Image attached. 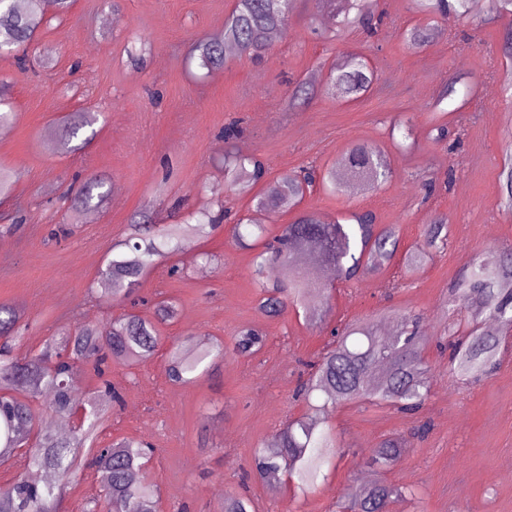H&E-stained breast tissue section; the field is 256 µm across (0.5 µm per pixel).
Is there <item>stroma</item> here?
<instances>
[{
    "label": "stroma",
    "mask_w": 512,
    "mask_h": 512,
    "mask_svg": "<svg viewBox=\"0 0 512 512\" xmlns=\"http://www.w3.org/2000/svg\"><path fill=\"white\" fill-rule=\"evenodd\" d=\"M234 0H74L68 13L45 9L37 52L29 65L0 55V83L11 88L14 118L0 125V171L11 175L0 195V303L28 325V347L66 324L104 323L124 305L101 295L95 282L112 247L127 236L134 211L156 224H178L188 212L226 200L229 212L209 237L186 240L169 263L138 287L149 303H176V320L162 324L166 341L205 337L231 346L246 326L263 329V349L248 358L225 355L195 383L166 377V353L137 365L111 363L123 403L99 433L102 442L144 439L156 450L149 464L160 489L161 512H224V496L246 493L255 512H343L371 473L378 442L398 434L409 447L384 479L414 488L389 512H512V331L494 369L475 382L448 371L438 342L465 332L473 320L457 314L452 291L473 258L489 247L512 248V212L500 210V174L512 159V56L504 34L512 18L497 5H471L427 22L411 0H372L382 14L378 39L350 32L344 40L312 32L314 0H298L288 31L261 58L229 56L210 70L190 61L199 36H220ZM431 24L426 47L404 40L405 29ZM366 57L377 80L370 93L347 99L323 94L331 70L347 53ZM470 86L469 97L434 103L449 75ZM312 81L316 97L285 108L289 83ZM91 112L82 150L59 144L60 124L72 112ZM236 122L235 149L268 164L266 184L307 166H331L351 145L377 148L391 170L385 185L358 194L314 187L300 208L332 220L370 211L378 226L396 225L403 251L422 244L424 226L448 219L450 243L422 269L396 256L381 273L335 283L324 321L311 322L288 305L268 317L251 273L253 252L234 244L232 230L251 207L224 181V141ZM411 137L392 139L395 125ZM459 137L456 151L436 141V126ZM95 177L108 192L103 206L73 208L66 191L75 178ZM177 274H168L169 265ZM421 316L431 336L425 356L434 381L413 415L383 404L348 402L329 422L344 449L323 469L314 492L292 484L247 480L255 451L289 418L321 404L294 398L303 363L316 359L332 327L373 319L381 334L397 332L396 314ZM428 424L423 440L413 430Z\"/></svg>",
    "instance_id": "stroma-1"
}]
</instances>
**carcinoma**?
Here are the masks:
<instances>
[{"label": "carcinoma", "instance_id": "cac0c4a2", "mask_svg": "<svg viewBox=\"0 0 512 512\" xmlns=\"http://www.w3.org/2000/svg\"><path fill=\"white\" fill-rule=\"evenodd\" d=\"M334 14L335 26L330 32L340 36L354 29L377 32L376 22L364 11L363 0H339ZM296 0H236L224 23V38H200L195 51L199 67L212 69L224 64L226 45L233 44L251 58L264 54L272 39L287 28ZM415 9L431 19L448 9V0H414ZM45 22L42 0H25L24 6L12 3L0 10V49L25 48L32 44ZM431 28L413 27L405 31L406 39L423 47ZM376 76L361 55H351L330 73L328 88L334 93L357 99L371 91ZM314 95L306 82L297 81L289 90L286 107L301 98ZM93 118L85 112L69 114L61 138L65 147L78 136ZM242 133L237 123L224 127V176L236 195L252 194L248 224L262 229L258 217L298 204L315 182L314 171L279 181L266 192H254L265 178L266 164L256 157L236 154L228 146ZM390 177L384 157L376 150L355 144L326 169L323 183L333 189L349 192L374 188ZM95 179L83 182L76 197L82 208L100 205L106 193ZM215 225L206 212H195L183 224L159 228L149 223L144 214L131 218L129 233L123 241L126 251L106 262L98 271L96 284L101 293L120 301L133 287L178 249L185 237H202ZM448 243V220L436 217L425 225L424 240L406 253V266L423 267L430 253ZM400 247L394 226L376 228L371 213L348 214L332 222L320 219L313 211L299 213L295 221L285 224L280 234L255 253L252 273L261 288L259 306L271 317L281 315L287 300L303 306L316 315L319 305L312 295L307 277L301 271L311 265L330 269L338 279L359 273H376L389 264ZM288 277L284 285L272 278L275 268ZM459 309H467L485 321H512L505 318L512 310V250L486 249L475 257L472 266L455 292ZM156 321L127 312L112 318L107 325L84 323L66 329L46 342L38 353L19 354L25 336L21 317L12 306L0 303V462L21 460L24 468L53 472L57 478L34 483L25 473L0 486V512H59L64 490L70 479L85 469L97 474L100 492L89 499L84 512H157V485L144 476L153 451L140 439L122 438L100 446L96 431L107 418L105 405L119 406L122 395L112 386L107 371L109 362L137 364L151 359L161 346L157 323L176 316L169 301L153 304ZM266 336L257 328L247 327L234 337L232 351L238 357H250L265 345ZM430 337L411 333L407 336H377L363 321L347 327L336 345L320 357L304 363L308 378L302 382L295 398L307 399L321 393L324 403L311 407L312 413L289 420L275 434L272 442L259 449L255 457V478L260 482L277 481L288 475L301 493L312 491L325 463L326 454L336 448V439L328 431L330 407L344 401L386 402L405 414L417 411L428 397L433 375L424 357ZM500 349L499 328L472 329L451 348L449 370L460 377L477 378L496 363ZM224 355L219 344L187 346L173 342L166 359L168 379L178 385L193 383L209 368L211 362ZM90 367L98 377L97 398L86 404V415L80 427L59 435L48 429L36 433V443L26 454L15 452V446L31 433L37 417L34 400L44 390L52 393L51 407L59 423L69 425L76 406L72 394L75 374ZM404 452V443L385 438L374 448L372 467L390 469ZM411 490L383 480L372 482L346 506L349 512H388L391 502L403 498ZM224 512H254L249 498L228 495Z\"/></svg>", "mask_w": 512, "mask_h": 512}]
</instances>
